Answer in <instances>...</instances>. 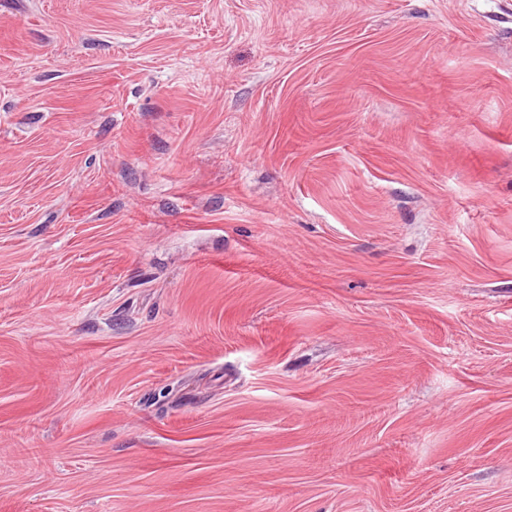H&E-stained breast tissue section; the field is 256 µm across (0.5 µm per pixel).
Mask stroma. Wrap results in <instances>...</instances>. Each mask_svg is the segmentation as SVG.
<instances>
[{
  "label": "stroma",
  "instance_id": "stroma-1",
  "mask_svg": "<svg viewBox=\"0 0 512 512\" xmlns=\"http://www.w3.org/2000/svg\"><path fill=\"white\" fill-rule=\"evenodd\" d=\"M0 512H512V0H0Z\"/></svg>",
  "mask_w": 512,
  "mask_h": 512
}]
</instances>
